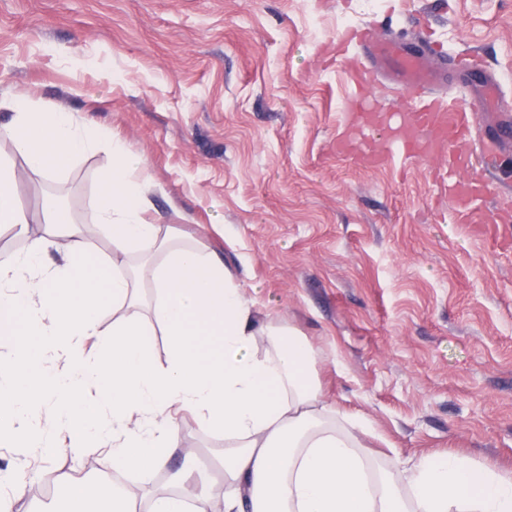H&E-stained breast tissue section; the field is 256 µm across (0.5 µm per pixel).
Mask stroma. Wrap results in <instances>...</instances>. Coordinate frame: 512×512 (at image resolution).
Segmentation results:
<instances>
[{
	"instance_id": "stroma-1",
	"label": "stroma",
	"mask_w": 512,
	"mask_h": 512,
	"mask_svg": "<svg viewBox=\"0 0 512 512\" xmlns=\"http://www.w3.org/2000/svg\"><path fill=\"white\" fill-rule=\"evenodd\" d=\"M478 56L447 67L445 91L467 102L488 136L480 87L494 75L512 100V0H0V96L73 112L105 140L67 170L15 166L18 206L42 231L41 198H62L102 254L91 221L111 163L109 139L146 165L150 220L218 254L256 299L254 315L298 330L319 351L326 399L364 415L389 446L377 470L459 450L512 468V131L497 195L471 205L440 182L439 158L377 171L336 153L364 59L344 30ZM224 512V436L180 425ZM112 471L105 450L46 455L0 447V472L27 475L22 507L43 476Z\"/></svg>"
}]
</instances>
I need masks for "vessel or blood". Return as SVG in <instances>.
<instances>
[{
  "instance_id": "vessel-or-blood-1",
  "label": "vessel or blood",
  "mask_w": 512,
  "mask_h": 512,
  "mask_svg": "<svg viewBox=\"0 0 512 512\" xmlns=\"http://www.w3.org/2000/svg\"><path fill=\"white\" fill-rule=\"evenodd\" d=\"M367 48L375 73L407 95L434 90L440 81L438 72L429 64L430 53L424 46L373 38ZM370 98V88L366 85L360 86L352 96L347 121L361 136L354 141L338 139L337 154L362 161L373 169L397 157L413 160L444 156L448 159L450 196L470 202L489 192V181L458 176L459 171L472 165L471 158L456 149L457 144L471 136L465 109L438 96L410 112L376 113L368 107Z\"/></svg>"
}]
</instances>
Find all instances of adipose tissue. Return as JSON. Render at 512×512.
Instances as JSON below:
<instances>
[{"instance_id":"obj_1","label":"adipose tissue","mask_w":512,"mask_h":512,"mask_svg":"<svg viewBox=\"0 0 512 512\" xmlns=\"http://www.w3.org/2000/svg\"><path fill=\"white\" fill-rule=\"evenodd\" d=\"M7 132L28 170L51 175L95 149L73 113L10 98ZM93 217L112 246L102 256L56 198L43 197L45 233L0 263V446L52 452L65 434L74 454L101 448L114 469H164L179 447V417L191 414L228 443L222 461L224 512H512V470L458 454H426L394 471H372L358 415L323 396L317 350L291 327L260 323L236 273L213 253L148 220L139 159L120 145ZM62 256L44 268L50 253ZM136 254L140 270L115 265ZM152 292L149 319L129 315ZM111 305L112 334L98 316ZM161 327L166 365L147 338ZM96 384L98 397L85 392ZM180 448V447H179ZM63 512H207L205 494L145 496L99 479L57 476Z\"/></svg>"}]
</instances>
